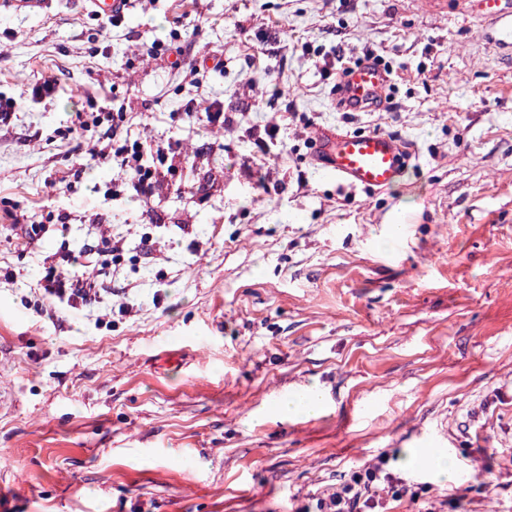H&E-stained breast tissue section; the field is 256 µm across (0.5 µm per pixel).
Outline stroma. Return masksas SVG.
Returning a JSON list of instances; mask_svg holds the SVG:
<instances>
[{
    "label": "stroma",
    "mask_w": 512,
    "mask_h": 512,
    "mask_svg": "<svg viewBox=\"0 0 512 512\" xmlns=\"http://www.w3.org/2000/svg\"><path fill=\"white\" fill-rule=\"evenodd\" d=\"M504 15L512 0H150L109 29L87 0L1 6L0 95L21 110L0 128V512H295L381 456L425 510L512 512ZM339 49L383 58L382 110L344 116ZM218 53L195 79L170 66ZM207 102L229 126L188 117ZM102 106L197 162L144 201L117 169L81 172L93 135L70 118ZM324 128L414 154L388 190L356 189L316 165ZM52 215L66 230L23 237ZM106 235L123 251L98 255L96 303L46 311L43 267ZM312 385L320 415L275 412ZM430 450L456 482L405 465ZM429 468L433 476L441 482L451 483L456 478V462L450 453L432 457Z\"/></svg>",
    "instance_id": "obj_1"
}]
</instances>
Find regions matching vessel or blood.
Wrapping results in <instances>:
<instances>
[{"instance_id":"b4317fda","label":"vessel or blood","mask_w":512,"mask_h":512,"mask_svg":"<svg viewBox=\"0 0 512 512\" xmlns=\"http://www.w3.org/2000/svg\"><path fill=\"white\" fill-rule=\"evenodd\" d=\"M390 82L391 77L382 65L371 60L356 64L339 80L338 96L343 109H382ZM315 154L327 176L373 191L388 188L406 160V151L397 138L376 132L321 131L315 140Z\"/></svg>"}]
</instances>
